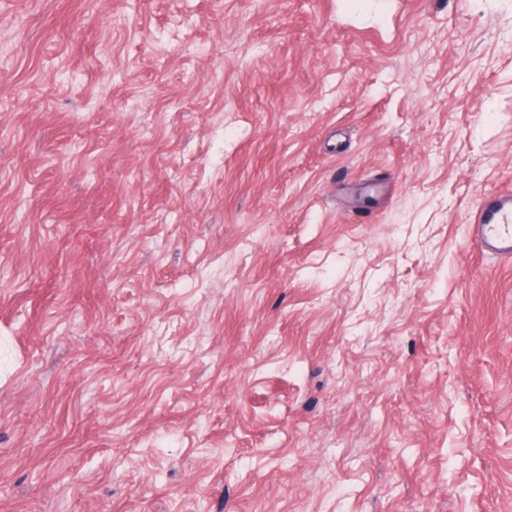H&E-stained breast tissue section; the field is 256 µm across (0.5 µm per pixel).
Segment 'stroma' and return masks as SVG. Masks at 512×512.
<instances>
[{
    "label": "stroma",
    "mask_w": 512,
    "mask_h": 512,
    "mask_svg": "<svg viewBox=\"0 0 512 512\" xmlns=\"http://www.w3.org/2000/svg\"><path fill=\"white\" fill-rule=\"evenodd\" d=\"M512 0H0V512H512ZM472 236L483 252L512 259V197L510 194L484 201L471 225Z\"/></svg>",
    "instance_id": "1"
}]
</instances>
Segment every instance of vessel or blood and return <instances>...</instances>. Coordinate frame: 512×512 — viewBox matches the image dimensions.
Instances as JSON below:
<instances>
[{
    "label": "vessel or blood",
    "mask_w": 512,
    "mask_h": 512,
    "mask_svg": "<svg viewBox=\"0 0 512 512\" xmlns=\"http://www.w3.org/2000/svg\"><path fill=\"white\" fill-rule=\"evenodd\" d=\"M472 235L483 252L512 259V197L500 196L483 202L471 226Z\"/></svg>",
    "instance_id": "b4317fda"
}]
</instances>
